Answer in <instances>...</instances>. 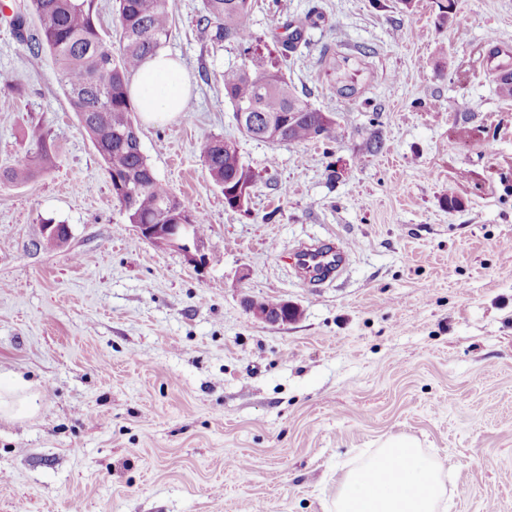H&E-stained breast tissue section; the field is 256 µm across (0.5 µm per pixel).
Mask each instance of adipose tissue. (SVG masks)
Returning a JSON list of instances; mask_svg holds the SVG:
<instances>
[{"label": "adipose tissue", "instance_id": "adipose-tissue-1", "mask_svg": "<svg viewBox=\"0 0 512 512\" xmlns=\"http://www.w3.org/2000/svg\"><path fill=\"white\" fill-rule=\"evenodd\" d=\"M129 95L145 121L165 122L186 111L192 83L180 62L160 51L135 72ZM442 469V463L421 454L416 441L388 440L346 472L336 512H441L447 496Z\"/></svg>", "mask_w": 512, "mask_h": 512}]
</instances>
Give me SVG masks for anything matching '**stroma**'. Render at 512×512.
<instances>
[{
  "label": "stroma",
  "mask_w": 512,
  "mask_h": 512,
  "mask_svg": "<svg viewBox=\"0 0 512 512\" xmlns=\"http://www.w3.org/2000/svg\"><path fill=\"white\" fill-rule=\"evenodd\" d=\"M201 9L173 0L165 45L192 108L139 124L207 219L191 257L137 239L52 60L0 21V85L27 88L0 103V168L33 126L58 147L0 188V384L36 396L0 418V512H335L343 474L396 437L447 466V512H512V98L486 45L512 43V0H253L264 41L303 25L286 72L338 127L301 145L240 135V49L211 47ZM211 135L257 175L248 212L208 175ZM46 218L64 243L41 246ZM311 240L351 256L309 287L291 256ZM249 298L298 315L257 320Z\"/></svg>",
  "instance_id": "1"
}]
</instances>
